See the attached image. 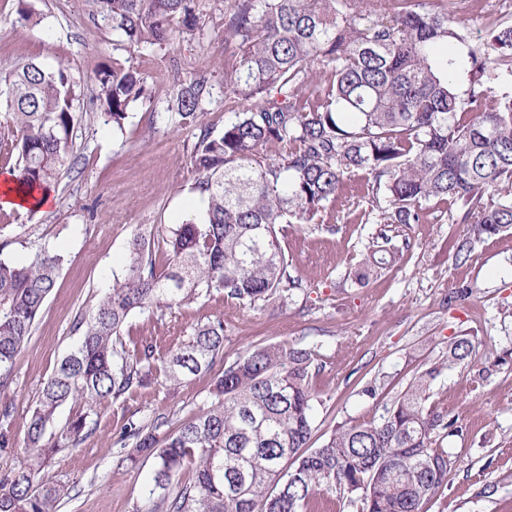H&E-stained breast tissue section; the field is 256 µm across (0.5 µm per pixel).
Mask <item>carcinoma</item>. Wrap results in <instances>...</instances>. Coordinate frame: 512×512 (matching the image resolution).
Returning a JSON list of instances; mask_svg holds the SVG:
<instances>
[{
    "label": "carcinoma",
    "instance_id": "obj_1",
    "mask_svg": "<svg viewBox=\"0 0 512 512\" xmlns=\"http://www.w3.org/2000/svg\"><path fill=\"white\" fill-rule=\"evenodd\" d=\"M91 2L93 21L128 52L196 36L197 0ZM450 46L470 60L462 92ZM97 82L104 123L123 128L145 97V77L115 58ZM224 89L240 109L218 131L201 122L208 78L178 81V124L199 130L192 161L203 214L168 235L157 225L135 230L125 273L77 318L76 345L42 386L26 429L32 460L0 476V512H58L68 489L40 483L41 467L81 443L91 414L151 378L176 386L205 374L223 356L224 321L215 319L195 327L160 371L151 342H126L132 316L213 291L238 306L286 302L302 281L288 270L279 225L316 223L355 173L367 174V223L418 224L433 201L451 223L471 225L456 241L458 259L475 239L512 231V20L493 23L478 48L455 0H225ZM79 97L63 65L0 73V111L15 129L24 186L53 188L68 173ZM381 238L355 262L357 279L396 263L400 250ZM62 264L45 249L23 262L0 258L1 374L30 339ZM473 350L467 338L451 342L448 365ZM320 368L312 349L256 346L224 366L203 414L162 436L164 413L148 425L129 421L126 459L154 467L135 512H318L333 495L354 512H425L444 501L457 462L445 441L461 427L429 402L441 368L423 371L379 417L338 425L311 448ZM68 403L83 411L56 431Z\"/></svg>",
    "mask_w": 512,
    "mask_h": 512
}]
</instances>
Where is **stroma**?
<instances>
[{
    "instance_id": "stroma-1",
    "label": "stroma",
    "mask_w": 512,
    "mask_h": 512,
    "mask_svg": "<svg viewBox=\"0 0 512 512\" xmlns=\"http://www.w3.org/2000/svg\"><path fill=\"white\" fill-rule=\"evenodd\" d=\"M30 22L18 19L19 0H0V73L35 60L66 66L81 87L71 170L53 202L30 212L0 209V257L23 261L38 250L65 262L32 335L9 376L0 378V411L12 436L0 449V474L27 463L24 423L45 380L76 344L73 324L122 273L132 234L142 224L172 228L199 177L192 162L198 131L178 125L171 108L177 80L207 74L212 95L203 115L216 129L234 120L225 108L224 0H200L196 38L133 53L116 49L117 34L94 24L88 0H28ZM512 13V0H469L460 19L471 44L492 20ZM129 60L147 80V99L133 105L123 129L104 124L97 74L113 59ZM363 175L327 203L319 224L283 226L279 239L292 275L305 285L292 301L237 306L212 293L172 310L134 315L131 337L153 342L158 361L181 347L196 325L224 321V355L211 373L166 388L151 382L108 404L96 428L74 449L57 453L40 480L69 487L59 512H134L143 505L153 462L130 463L118 439L128 421L167 414L172 424L208 410L216 374L245 349L290 342L314 349L323 364L312 385L320 403L314 445L334 425L379 416L425 369L440 364L451 341L469 338L472 356L434 381L433 402L462 432L448 446L457 458L448 476L445 512H512V235L475 240L469 260L455 259V241L470 227L452 224L444 207L428 205L421 223L394 243L399 262L366 283L350 276L352 256L365 251L380 227L362 222ZM472 286L465 300L449 296ZM374 395H367V388Z\"/></svg>"
}]
</instances>
